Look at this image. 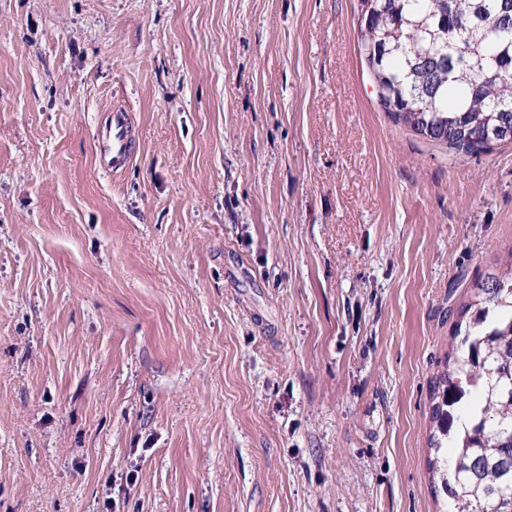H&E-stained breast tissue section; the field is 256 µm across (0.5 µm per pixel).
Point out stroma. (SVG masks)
I'll use <instances>...</instances> for the list:
<instances>
[{"instance_id": "35a3bbf8", "label": "stroma", "mask_w": 512, "mask_h": 512, "mask_svg": "<svg viewBox=\"0 0 512 512\" xmlns=\"http://www.w3.org/2000/svg\"><path fill=\"white\" fill-rule=\"evenodd\" d=\"M359 8L0 0V512H451L434 378L512 144L393 122ZM108 112L109 120L100 128L95 148L100 166L116 173L133 155V122L130 113L121 105L112 106Z\"/></svg>"}]
</instances>
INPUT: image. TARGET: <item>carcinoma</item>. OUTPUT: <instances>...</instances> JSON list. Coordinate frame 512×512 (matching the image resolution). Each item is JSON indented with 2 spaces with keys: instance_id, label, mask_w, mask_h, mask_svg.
I'll use <instances>...</instances> for the list:
<instances>
[{
  "instance_id": "cac0c4a2",
  "label": "carcinoma",
  "mask_w": 512,
  "mask_h": 512,
  "mask_svg": "<svg viewBox=\"0 0 512 512\" xmlns=\"http://www.w3.org/2000/svg\"><path fill=\"white\" fill-rule=\"evenodd\" d=\"M360 52L391 119L454 157L512 143V0H359ZM438 379L454 512H512V267L473 285Z\"/></svg>"
}]
</instances>
